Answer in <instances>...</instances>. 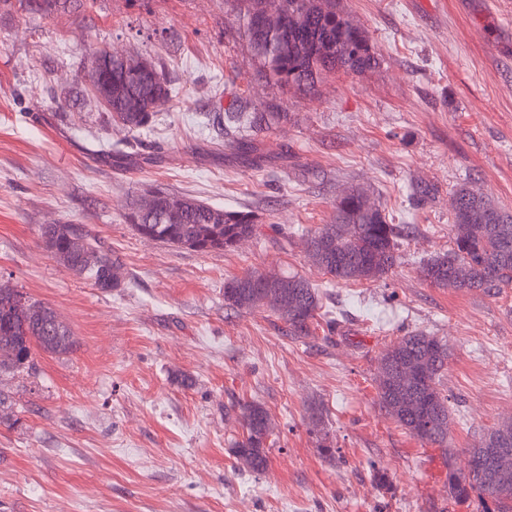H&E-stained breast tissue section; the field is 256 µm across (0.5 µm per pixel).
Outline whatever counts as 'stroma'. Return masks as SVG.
<instances>
[{
  "label": "stroma",
  "instance_id": "35a3bbf8",
  "mask_svg": "<svg viewBox=\"0 0 512 512\" xmlns=\"http://www.w3.org/2000/svg\"><path fill=\"white\" fill-rule=\"evenodd\" d=\"M339 7L383 61L311 97L259 77L225 0L0 11V281L49 303L77 343L0 376V512H482L479 499L449 501L448 470L512 419V288H437L419 269L452 245L457 185L512 209V0ZM99 48L161 61L177 90L121 156L103 149L127 129L76 97ZM236 104L289 115L252 133L260 165L224 148L221 114ZM353 186L405 230L386 279L338 285L307 239ZM156 188L251 209L258 233L208 254L143 239L124 215ZM65 223L119 258L120 287L96 288L45 250L42 228ZM248 270L321 289L312 338L292 339L270 311L225 306V280ZM411 332L451 349L450 457L376 401L381 352ZM248 401L274 426L258 473L232 453ZM318 418L333 457L319 453Z\"/></svg>",
  "mask_w": 512,
  "mask_h": 512
}]
</instances>
